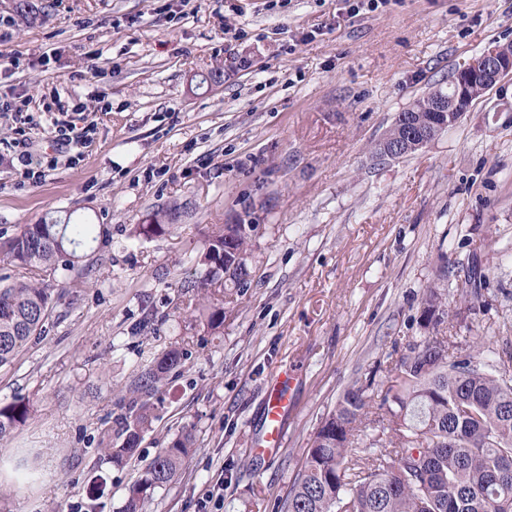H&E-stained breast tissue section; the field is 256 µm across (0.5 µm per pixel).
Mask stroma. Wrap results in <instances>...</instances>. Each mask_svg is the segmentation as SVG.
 Segmentation results:
<instances>
[{
  "instance_id": "35a3bbf8",
  "label": "stroma",
  "mask_w": 512,
  "mask_h": 512,
  "mask_svg": "<svg viewBox=\"0 0 512 512\" xmlns=\"http://www.w3.org/2000/svg\"><path fill=\"white\" fill-rule=\"evenodd\" d=\"M0 0V98L30 108L81 104L93 140L46 181L0 162V229L65 217L101 225L62 289L44 335L0 369V404L33 412L0 442L9 512H104L160 448L192 429L195 451L145 512H280L321 419L343 391L428 333L462 354L512 349V76L416 153L371 149L396 115L489 46L512 42V0H392L350 16L346 0H191L157 20V0ZM242 38L225 36L226 26ZM226 68L222 83L200 79ZM253 203L254 282L213 333L186 317L178 289L212 225ZM172 233L135 225L173 204ZM490 315L456 285L472 265ZM448 275L450 316L421 322L426 286ZM158 321L141 323L150 311ZM179 374L135 457L101 459L141 371L170 346ZM294 368V406L279 451L260 453L268 388Z\"/></svg>"
}]
</instances>
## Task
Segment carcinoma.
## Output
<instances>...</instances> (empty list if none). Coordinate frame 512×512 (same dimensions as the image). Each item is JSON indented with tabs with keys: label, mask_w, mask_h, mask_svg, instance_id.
I'll return each mask as SVG.
<instances>
[{
	"label": "carcinoma",
	"mask_w": 512,
	"mask_h": 512,
	"mask_svg": "<svg viewBox=\"0 0 512 512\" xmlns=\"http://www.w3.org/2000/svg\"><path fill=\"white\" fill-rule=\"evenodd\" d=\"M453 95L452 81L398 113L386 138L409 139L417 125L436 124L434 136L453 126L462 110H431ZM185 209L174 205L135 227L144 239L177 227ZM246 205L234 224H214L203 248L188 257L195 273L180 282L191 315L216 332L224 326V290L251 287L249 243L258 225ZM98 240L95 225L69 221L26 224L0 231V259L15 276H0V368L13 365L31 340L44 332L52 293L44 275L66 276L78 251ZM449 316L439 285L427 286L424 326ZM186 353L172 347L141 374L135 399L116 436L102 452L114 463L136 455L154 418L166 377L179 371ZM512 351L497 358L459 360L448 354V337H425L409 346L379 380L345 390L320 422L303 468L293 479L281 512H512V384L504 379ZM380 394L373 403V393ZM31 416L30 403L0 406V441ZM194 450L186 431L173 438L127 488L121 512H142L145 500L180 474Z\"/></svg>",
	"instance_id": "carcinoma-1"
}]
</instances>
